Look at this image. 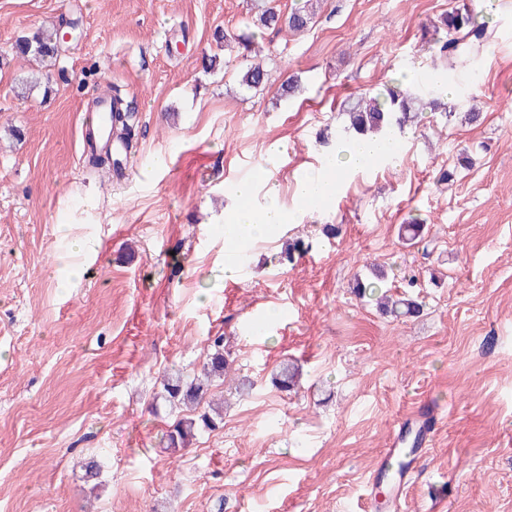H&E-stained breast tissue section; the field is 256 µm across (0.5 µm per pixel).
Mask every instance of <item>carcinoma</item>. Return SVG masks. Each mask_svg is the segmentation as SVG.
Instances as JSON below:
<instances>
[{"label": "carcinoma", "instance_id": "obj_1", "mask_svg": "<svg viewBox=\"0 0 512 512\" xmlns=\"http://www.w3.org/2000/svg\"><path fill=\"white\" fill-rule=\"evenodd\" d=\"M313 15L306 7H295L290 13L284 14L277 7L267 5L255 17L253 25L260 30H283L299 34L308 29ZM442 33L436 38L432 47L433 56L444 61L436 71L435 90L433 94L445 92V77L448 72L464 68L467 64L490 44L493 29L482 6L476 3L463 2L461 5L445 14L442 27L435 28ZM216 40L224 43H236L250 54L252 61L240 73L239 83L248 89L258 90L268 81V71L262 64L254 62L261 56L262 47L255 42L251 35H237L229 31L215 33ZM57 29L24 37L16 43V53L20 56L47 58L57 51ZM436 99L424 101L422 96L412 89V84L403 79L394 87H388L376 96H358L351 99L343 115L346 124L343 130L336 134V141L351 139L357 136L376 135L378 137H394L405 133L406 126L414 123L426 106H433ZM427 221L416 214L401 225L400 236L404 241H412L426 229ZM384 279L382 272L374 273V280L355 279L352 288L360 296L373 295ZM420 312V307L411 297H384L382 313L395 317L409 316ZM233 363L232 353L226 338L214 336L210 342V353L200 376H189L180 371L167 376L162 384L160 398L168 406L177 410L190 404L203 402L209 391V381L214 378H225ZM300 368L287 362L279 367L273 380L281 390L288 392L299 383ZM224 420L221 410L214 408L201 414H184L177 418L164 434L166 449L177 453L188 447L197 434L205 430H214Z\"/></svg>", "mask_w": 512, "mask_h": 512}]
</instances>
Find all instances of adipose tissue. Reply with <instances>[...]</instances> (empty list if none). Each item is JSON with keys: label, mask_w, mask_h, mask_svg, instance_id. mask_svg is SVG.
Here are the masks:
<instances>
[{"label": "adipose tissue", "mask_w": 512, "mask_h": 512, "mask_svg": "<svg viewBox=\"0 0 512 512\" xmlns=\"http://www.w3.org/2000/svg\"><path fill=\"white\" fill-rule=\"evenodd\" d=\"M377 145L378 140L374 137L353 139L331 167L322 168L299 179L295 186L296 196L311 207L327 205L336 194L339 175L368 165L375 155ZM253 187V182L247 181L237 188L240 206L224 226V237L227 241L265 237L285 221L277 189L269 188L265 202L256 206L252 203Z\"/></svg>", "instance_id": "1"}]
</instances>
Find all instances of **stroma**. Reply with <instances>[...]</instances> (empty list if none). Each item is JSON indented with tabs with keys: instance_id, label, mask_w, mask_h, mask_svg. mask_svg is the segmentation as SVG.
Masks as SVG:
<instances>
[{
	"instance_id": "stroma-1",
	"label": "stroma",
	"mask_w": 512,
	"mask_h": 512,
	"mask_svg": "<svg viewBox=\"0 0 512 512\" xmlns=\"http://www.w3.org/2000/svg\"><path fill=\"white\" fill-rule=\"evenodd\" d=\"M266 2L0 0V512H368V470L426 408L404 512H512V0L398 162L351 174L318 210L294 180L320 167L346 101L400 74L430 93L427 32L460 0H320L297 35L255 30ZM48 25L67 34L55 59L15 55ZM218 28L263 46L264 90L239 88L236 53L203 71ZM106 84L129 109L122 183L80 148ZM263 170L289 220L243 242L225 278L235 186ZM416 213L428 230L403 243ZM294 239L311 250L281 262ZM376 265L419 316L352 294ZM218 334L235 357L211 388L224 422L170 454L161 380L198 370ZM287 360L302 368L288 394L271 382Z\"/></svg>"
}]
</instances>
